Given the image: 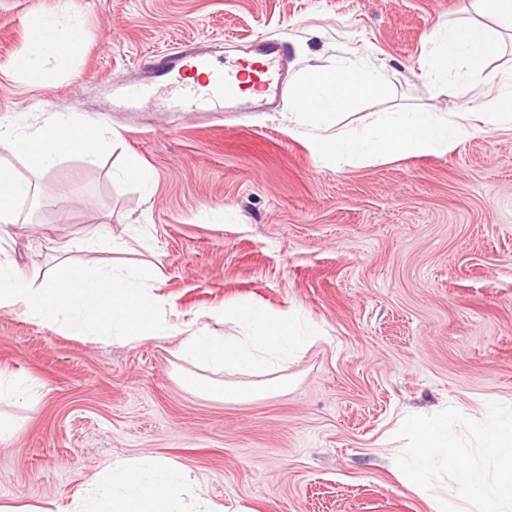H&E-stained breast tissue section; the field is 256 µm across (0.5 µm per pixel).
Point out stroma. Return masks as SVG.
<instances>
[{"mask_svg": "<svg viewBox=\"0 0 512 512\" xmlns=\"http://www.w3.org/2000/svg\"><path fill=\"white\" fill-rule=\"evenodd\" d=\"M56 3L0 0V117L27 132L79 112L116 137L95 162L72 154L37 178L0 261L44 275L61 257L143 266L176 324L226 333L221 311L248 303L299 314L325 339L289 362L284 391L225 401L185 382L176 339L106 344L0 310V372L35 389L0 398L20 426L0 440V503L71 512L108 462L157 456L224 512H432L395 465L401 418L512 407V128L337 166L282 108L125 112L112 96L152 56L203 41L230 58L272 35L291 50L292 83L369 54L387 69L389 94L338 127L465 112L422 66L426 37L472 16V0H68L85 52L31 88L16 70L24 20ZM132 156L154 171L151 190L119 177ZM105 222L123 254L82 249Z\"/></svg>", "mask_w": 512, "mask_h": 512, "instance_id": "obj_1", "label": "stroma"}]
</instances>
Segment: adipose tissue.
Returning <instances> with one entry per match:
<instances>
[{"label":"adipose tissue","mask_w":512,"mask_h":512,"mask_svg":"<svg viewBox=\"0 0 512 512\" xmlns=\"http://www.w3.org/2000/svg\"><path fill=\"white\" fill-rule=\"evenodd\" d=\"M473 8L474 17L448 23L429 36L424 76L437 94L448 97L467 95L479 84L490 85L491 95L478 106L483 131L512 127V69L491 66L506 39L512 38V0H473ZM25 28L26 50L17 71L28 85L51 87L54 75L47 62L72 60L67 42L81 38L82 18L63 8L40 11L26 18ZM452 62L464 68V79L449 78ZM389 89L386 71L368 59L313 69L296 85L290 117L319 130V153L339 163L444 152L472 133V126L460 118L428 110L397 113L375 130H335L340 111ZM109 133L108 127L95 126L77 112L58 113L52 125L33 133L20 131L12 120H1L0 143L22 150L32 177H19L7 161L0 160V225L16 223L18 202L35 193L33 176L53 168L76 143L85 159L96 160ZM195 485L190 470L173 461L151 456L114 461L88 484L79 512H223L196 494Z\"/></svg>","instance_id":"ef3b65f1"}]
</instances>
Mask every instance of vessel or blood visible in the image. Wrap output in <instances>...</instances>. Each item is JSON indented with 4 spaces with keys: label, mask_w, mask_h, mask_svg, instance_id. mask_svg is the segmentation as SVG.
I'll return each mask as SVG.
<instances>
[{
    "label": "vessel or blood",
    "mask_w": 512,
    "mask_h": 512,
    "mask_svg": "<svg viewBox=\"0 0 512 512\" xmlns=\"http://www.w3.org/2000/svg\"><path fill=\"white\" fill-rule=\"evenodd\" d=\"M288 55L287 43L270 36L255 39L242 56L223 63L216 61L209 45H188L150 61L149 80L125 85L116 102L124 108L149 102L154 83L167 82L200 112L218 103L236 105L244 100L265 108L286 88Z\"/></svg>",
    "instance_id": "obj_1"
}]
</instances>
